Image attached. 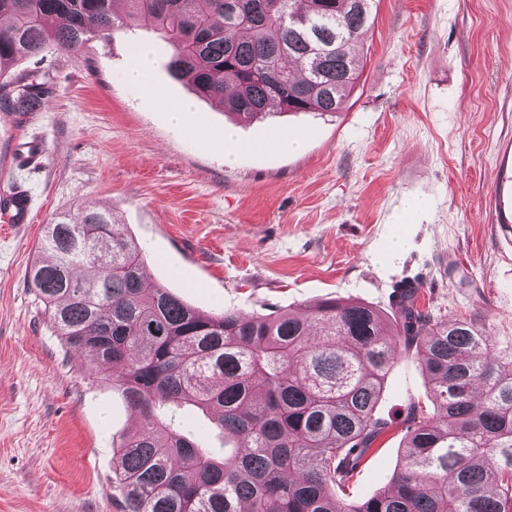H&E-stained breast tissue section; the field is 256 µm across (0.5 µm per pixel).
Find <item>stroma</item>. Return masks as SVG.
Here are the masks:
<instances>
[{
	"label": "stroma",
	"mask_w": 512,
	"mask_h": 512,
	"mask_svg": "<svg viewBox=\"0 0 512 512\" xmlns=\"http://www.w3.org/2000/svg\"><path fill=\"white\" fill-rule=\"evenodd\" d=\"M372 15L355 48L362 79L333 116L233 124L171 75L147 22L12 69L47 93L33 112L0 105V188L28 190L37 211L0 229V512H122L113 459L135 419L27 280L58 213L110 211L147 277L206 314H304L328 299L386 313L407 280L421 308L512 338V0H375ZM137 46L153 52L150 96L124 78ZM186 100L177 134L168 108ZM228 126L236 139L220 144ZM287 133L304 148H276ZM33 138L41 165L15 164ZM425 395L420 367L398 356L377 408L391 429L351 500L387 484L405 405Z\"/></svg>",
	"instance_id": "obj_1"
}]
</instances>
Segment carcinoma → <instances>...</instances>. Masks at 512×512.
I'll use <instances>...</instances> for the list:
<instances>
[{
    "instance_id": "cac0c4a2",
    "label": "carcinoma",
    "mask_w": 512,
    "mask_h": 512,
    "mask_svg": "<svg viewBox=\"0 0 512 512\" xmlns=\"http://www.w3.org/2000/svg\"><path fill=\"white\" fill-rule=\"evenodd\" d=\"M373 0H0V76L57 47L153 23L170 70L241 122L334 115L359 84L353 52ZM43 83L0 82L37 110ZM28 281L69 348L107 367L137 417L113 470L124 512H512V344L474 318L443 320L402 289L391 315L331 300L308 315L200 313L147 279L143 249L84 208L45 225ZM90 268L93 275L77 271ZM426 374L408 399L401 464L363 501L344 489L391 423L376 414L395 352ZM211 417L224 455L175 419Z\"/></svg>"
}]
</instances>
